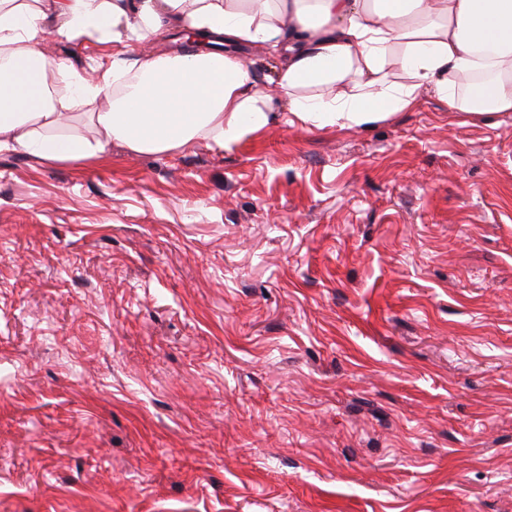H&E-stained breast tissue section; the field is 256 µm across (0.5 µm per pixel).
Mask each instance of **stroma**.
Instances as JSON below:
<instances>
[{
  "instance_id": "stroma-1",
  "label": "stroma",
  "mask_w": 512,
  "mask_h": 512,
  "mask_svg": "<svg viewBox=\"0 0 512 512\" xmlns=\"http://www.w3.org/2000/svg\"><path fill=\"white\" fill-rule=\"evenodd\" d=\"M0 512H512V112L0 150Z\"/></svg>"
}]
</instances>
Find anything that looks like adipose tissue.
Instances as JSON below:
<instances>
[{
  "instance_id": "adipose-tissue-1",
  "label": "adipose tissue",
  "mask_w": 512,
  "mask_h": 512,
  "mask_svg": "<svg viewBox=\"0 0 512 512\" xmlns=\"http://www.w3.org/2000/svg\"><path fill=\"white\" fill-rule=\"evenodd\" d=\"M48 17L66 39L99 24L115 42L184 27L203 47L113 58L102 75L73 73L63 99L40 48ZM255 45L281 57L276 93L240 57ZM0 57V150L51 161H95L115 142L172 153L229 145L280 112L367 129L426 93L469 117L512 112V0H0ZM101 97L106 109L87 115L95 136L65 134L74 108Z\"/></svg>"
}]
</instances>
